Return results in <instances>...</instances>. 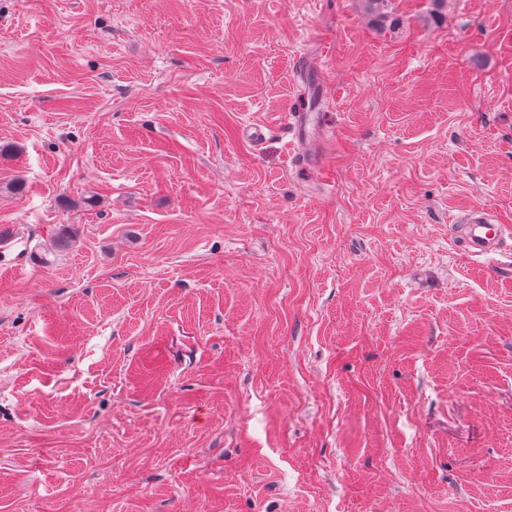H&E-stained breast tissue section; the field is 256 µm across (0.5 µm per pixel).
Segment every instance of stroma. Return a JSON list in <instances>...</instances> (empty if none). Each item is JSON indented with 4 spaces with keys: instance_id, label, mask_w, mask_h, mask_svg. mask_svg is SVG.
I'll return each instance as SVG.
<instances>
[{
    "instance_id": "stroma-1",
    "label": "stroma",
    "mask_w": 512,
    "mask_h": 512,
    "mask_svg": "<svg viewBox=\"0 0 512 512\" xmlns=\"http://www.w3.org/2000/svg\"><path fill=\"white\" fill-rule=\"evenodd\" d=\"M476 204L512 0H0V512H512ZM306 118L307 112H289L286 123L288 133L291 135L290 144L294 147V153L296 151L295 157H299L302 162L305 161L306 155L303 151L299 153V150L300 147L306 144L308 139L306 134Z\"/></svg>"
}]
</instances>
